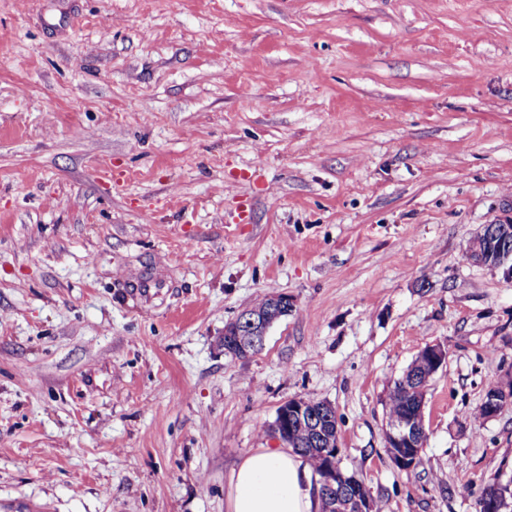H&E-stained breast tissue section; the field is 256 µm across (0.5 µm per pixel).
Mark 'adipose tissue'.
I'll list each match as a JSON object with an SVG mask.
<instances>
[{"label": "adipose tissue", "instance_id": "ef3b65f1", "mask_svg": "<svg viewBox=\"0 0 512 512\" xmlns=\"http://www.w3.org/2000/svg\"><path fill=\"white\" fill-rule=\"evenodd\" d=\"M312 466L291 448H256L230 476L226 512H318Z\"/></svg>", "mask_w": 512, "mask_h": 512}]
</instances>
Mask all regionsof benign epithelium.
<instances>
[{
  "instance_id": "benign-epithelium-1",
  "label": "benign epithelium",
  "mask_w": 512,
  "mask_h": 512,
  "mask_svg": "<svg viewBox=\"0 0 512 512\" xmlns=\"http://www.w3.org/2000/svg\"><path fill=\"white\" fill-rule=\"evenodd\" d=\"M468 260L503 269L504 277L512 280V220H503L485 225L483 231L469 245L466 253ZM275 319L270 316L252 317L243 322L239 317L224 328V337L232 347L243 352L263 343L267 330ZM433 369L438 370L447 363L448 352L440 345L425 347ZM509 392L508 384L497 383L490 386L482 404L488 417H495L502 405V395ZM307 420L310 428L309 447L327 459L326 475L320 480L319 493L330 496L326 512H374L371 498L364 494L363 482L347 481V476L336 475L339 466V443L334 441L327 428L323 427L322 415L314 404L292 398L280 406L277 419L272 425V432L278 441H283L289 425L296 420ZM424 426V415L415 419L394 416L386 420L385 437L386 454L392 463L401 468L414 467L425 439L419 437L418 430ZM342 481L343 489L338 491L333 485L335 480Z\"/></svg>"
}]
</instances>
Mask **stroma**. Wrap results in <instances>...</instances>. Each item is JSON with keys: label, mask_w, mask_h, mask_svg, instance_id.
<instances>
[{"label": "stroma", "mask_w": 512, "mask_h": 512, "mask_svg": "<svg viewBox=\"0 0 512 512\" xmlns=\"http://www.w3.org/2000/svg\"><path fill=\"white\" fill-rule=\"evenodd\" d=\"M509 218L512 0H0V512H225L295 397L375 512H478L512 281L465 250ZM434 344L409 473L389 386ZM270 298L271 305L278 309L276 312L286 311L291 308V302L288 296L284 294H277L271 297L265 296L255 302L250 308L246 309L248 317L253 314L257 316L250 318L248 325L243 322V318L240 315L235 321L229 323L224 328V337L233 348L247 353L250 347L263 344L270 325L280 317V313H277V316L274 318H271L270 315L261 316L269 312ZM508 383L512 384V381L508 380L506 383L494 384L486 390L482 398V404L488 414L487 418L495 417L499 413L502 405V395H507L509 392ZM484 408L480 404L478 415L482 419H485L487 416Z\"/></svg>", "instance_id": "35a3bbf8"}]
</instances>
